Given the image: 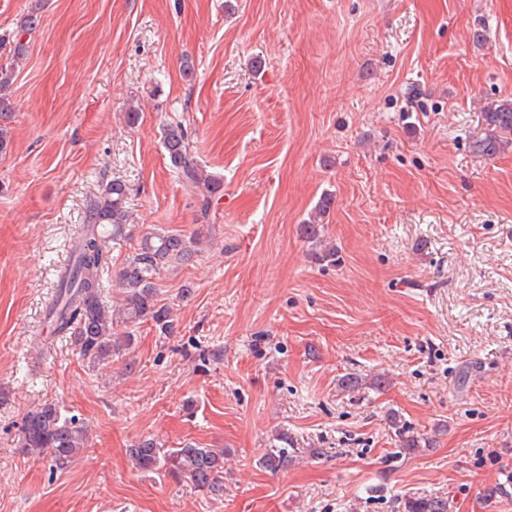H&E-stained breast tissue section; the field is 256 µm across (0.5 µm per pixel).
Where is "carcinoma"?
I'll list each match as a JSON object with an SVG mask.
<instances>
[{
  "label": "carcinoma",
  "mask_w": 512,
  "mask_h": 512,
  "mask_svg": "<svg viewBox=\"0 0 512 512\" xmlns=\"http://www.w3.org/2000/svg\"><path fill=\"white\" fill-rule=\"evenodd\" d=\"M42 16L35 7L24 14L11 36L0 37V154L10 146L9 125L14 114L7 90L14 78L15 65L26 56L23 36L41 26ZM492 136L475 143L477 152L491 156L500 149L501 139L512 136V100L503 99L483 113ZM162 146L178 179L201 196V210L208 212L222 197L223 182L198 165L190 153L186 130L179 124L162 129ZM127 186L119 180L108 183L104 199L92 200L86 208V228L73 245L67 267L61 276L47 319L58 336L69 339L76 354L90 364L109 362L132 341L131 333L120 336L117 326H135L150 322L166 335L175 325L168 305L158 300L156 278L160 272L188 262L197 253L195 246L202 231L191 236L174 231L147 233L135 253L128 258L119 274L123 303L119 313H112L108 299L110 282L104 278L108 265L107 239L123 235L127 227L125 200ZM334 204L330 195L323 196L312 222L302 226L305 238L319 239L324 216ZM401 451L416 452L431 448L434 439L396 424ZM88 428L74 415H66L53 402H46L27 414L20 443L25 452L56 465L75 459L85 448ZM135 466L143 472L162 470L178 482L212 496H224V450L197 448L190 443L180 448H166L154 438H144L127 449ZM296 452L294 439L281 430L269 442V448L258 459L268 471L288 468ZM448 499L439 496L410 497L403 502V512H448Z\"/></svg>",
  "instance_id": "1"
}]
</instances>
